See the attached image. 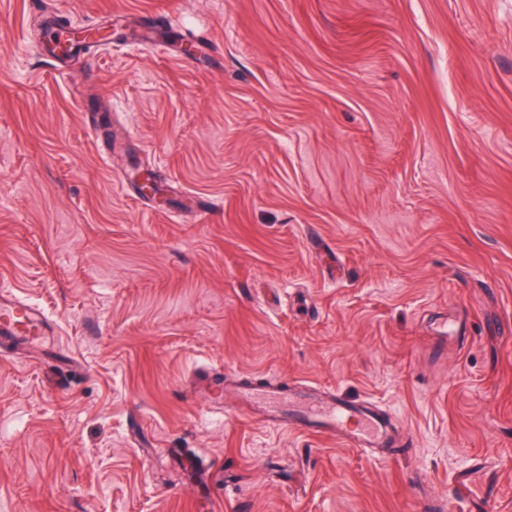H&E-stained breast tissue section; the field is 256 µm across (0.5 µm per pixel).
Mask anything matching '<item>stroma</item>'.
I'll list each match as a JSON object with an SVG mask.
<instances>
[{"label":"stroma","mask_w":512,"mask_h":512,"mask_svg":"<svg viewBox=\"0 0 512 512\" xmlns=\"http://www.w3.org/2000/svg\"><path fill=\"white\" fill-rule=\"evenodd\" d=\"M44 7L128 37L58 74ZM0 290L58 326L0 354V512H512V0H0ZM206 369L406 445L225 412Z\"/></svg>","instance_id":"obj_1"}]
</instances>
